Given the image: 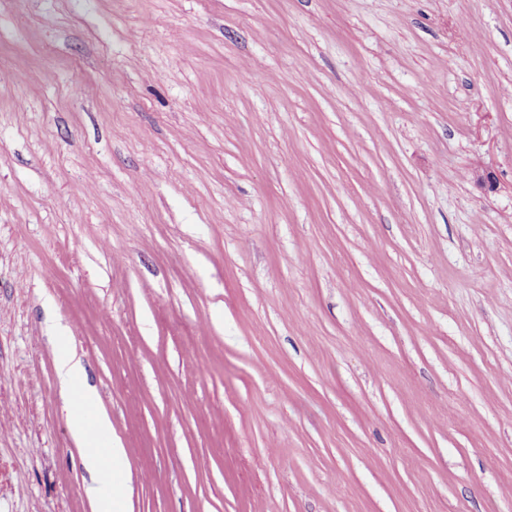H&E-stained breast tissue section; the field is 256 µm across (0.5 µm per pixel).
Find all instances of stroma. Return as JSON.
Instances as JSON below:
<instances>
[{
    "mask_svg": "<svg viewBox=\"0 0 512 512\" xmlns=\"http://www.w3.org/2000/svg\"><path fill=\"white\" fill-rule=\"evenodd\" d=\"M71 405L120 512H512V0H0V512ZM57 373L61 386L73 390L81 386L84 380V367L74 352L65 353L58 361ZM82 415V411L79 409L70 412V425L74 437L83 449L85 467L94 479L101 472L105 462L112 464L122 458L124 448H118L112 444L108 448H99L94 433L101 435L109 432L112 428L110 420L107 417H100L96 422V427L91 430L85 424Z\"/></svg>",
    "mask_w": 512,
    "mask_h": 512,
    "instance_id": "stroma-1",
    "label": "stroma"
}]
</instances>
